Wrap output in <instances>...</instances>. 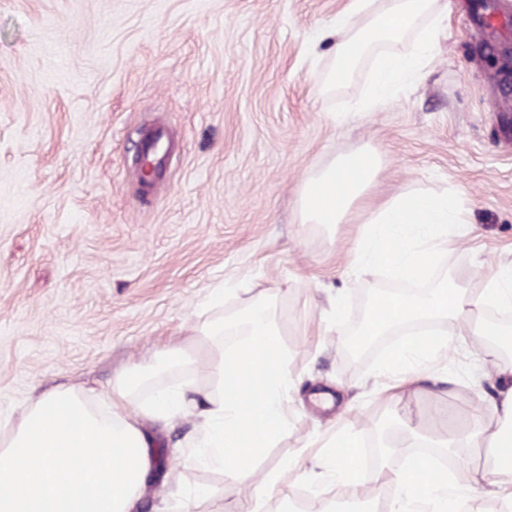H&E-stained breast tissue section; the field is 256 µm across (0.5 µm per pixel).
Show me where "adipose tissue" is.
<instances>
[{"instance_id": "ef3b65f1", "label": "adipose tissue", "mask_w": 512, "mask_h": 512, "mask_svg": "<svg viewBox=\"0 0 512 512\" xmlns=\"http://www.w3.org/2000/svg\"><path fill=\"white\" fill-rule=\"evenodd\" d=\"M449 11V0H350L324 33L333 66L323 90L347 84L370 58L374 71L362 106L379 105L422 69ZM410 38L414 51L396 52ZM380 169L379 155L361 150L310 173L299 197L301 221L331 228L361 218L358 257L392 279L423 281L444 252L449 225L460 221V201L448 192L411 189L366 209ZM492 308H512L511 271L494 273L475 290L448 281L420 296L384 300L364 319V336L435 319L455 323L387 355L382 370L395 377L384 389L387 400H401L461 336L486 338L485 359L503 378L498 398L476 408L472 431L447 442L451 449L478 451L477 460L460 475H434L422 456L398 469L382 467L378 479L394 491L385 512H448L462 479L512 508V459L504 456L512 448V364L501 361L512 346V328L487 320ZM201 360L212 380L202 389L185 380ZM288 391V355L272 306L260 293L231 317L200 325L192 344L166 346L152 364L125 370L108 393L87 381L63 384L30 399L18 415L0 417V512H140L156 462L153 428L190 415L198 424L186 460L248 481L254 461L288 431ZM332 446L322 476L359 491L360 443L346 433Z\"/></svg>"}]
</instances>
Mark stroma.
<instances>
[{
    "instance_id": "1",
    "label": "stroma",
    "mask_w": 512,
    "mask_h": 512,
    "mask_svg": "<svg viewBox=\"0 0 512 512\" xmlns=\"http://www.w3.org/2000/svg\"><path fill=\"white\" fill-rule=\"evenodd\" d=\"M472 2L451 0L421 75L364 112L371 62L318 93L332 66L318 36L349 0H0V414L57 384L108 389L191 339L212 290L235 284L271 298L292 379L288 433L257 473L285 468L292 503L345 501L314 472L316 439L348 425L378 448L410 444L398 422L429 401L387 403L378 354L345 355L348 326L397 285L358 263L359 225L301 223L299 192L308 172L375 150L372 204L410 189L461 200L433 281L476 289L512 265V143ZM153 122L175 149L144 191L132 157ZM483 347L460 338L428 368L425 389L462 421L498 389ZM194 431L191 417L157 431L144 512H197L198 486L235 512L246 486L182 462Z\"/></svg>"
}]
</instances>
